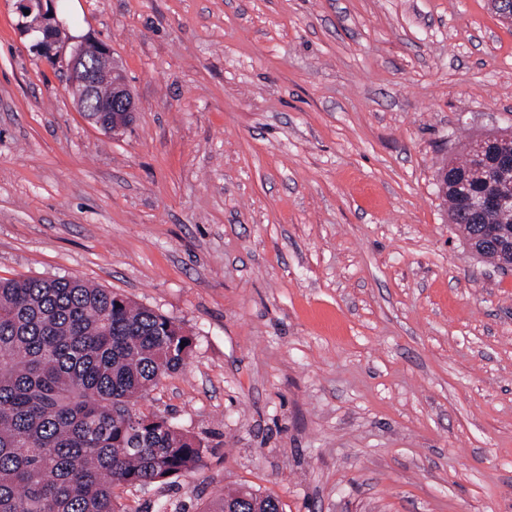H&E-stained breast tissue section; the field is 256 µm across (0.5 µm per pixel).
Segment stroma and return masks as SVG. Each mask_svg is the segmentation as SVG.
<instances>
[{"instance_id":"stroma-1","label":"stroma","mask_w":512,"mask_h":512,"mask_svg":"<svg viewBox=\"0 0 512 512\" xmlns=\"http://www.w3.org/2000/svg\"><path fill=\"white\" fill-rule=\"evenodd\" d=\"M0 0V278L66 275L176 321L140 400L203 467L122 489L198 512H512V271L436 175L512 129L491 0H52L134 96L107 134ZM199 512H281L279 501L270 495H261L241 488L224 494L205 505Z\"/></svg>"}]
</instances>
